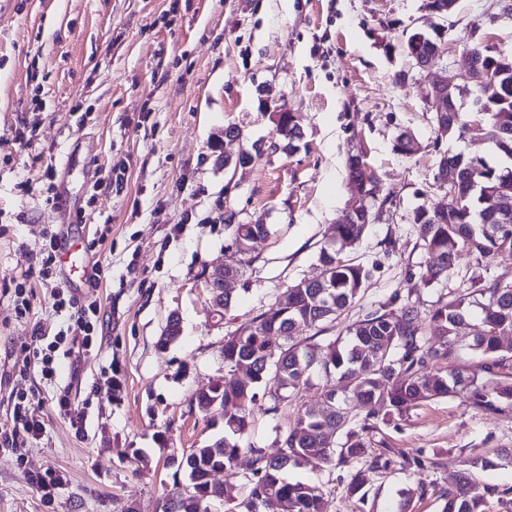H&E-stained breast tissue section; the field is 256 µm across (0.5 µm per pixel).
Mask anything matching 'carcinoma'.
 Returning <instances> with one entry per match:
<instances>
[{"mask_svg":"<svg viewBox=\"0 0 512 512\" xmlns=\"http://www.w3.org/2000/svg\"><path fill=\"white\" fill-rule=\"evenodd\" d=\"M272 119L279 135L299 136L298 117L272 105ZM467 110L442 114L436 119L437 138L465 132ZM482 135L494 144L498 160L469 157L461 153L443 156L439 167L453 162L464 173L454 198L445 207L416 208L410 217L427 254L425 279L438 282L455 267L460 253L477 262L502 251L512 252V215L493 206V200L512 193V100L494 102L484 114ZM348 182H355L378 199L381 185L376 174L347 160ZM368 204L348 213L333 225V242L320 248L319 272L280 293L275 302L257 316L252 325L224 337V367L240 371L242 377L220 379L195 393L192 404L204 413L214 411L220 399L224 409V437L181 457L178 470L188 482L179 484L163 501V512H208V504L232 501L224 483L214 475L236 469L240 456L251 457V468L243 474L248 496L229 512H255L256 505H279L282 512H325L323 493L316 486L288 479L292 468H316L333 463L337 467L364 464L351 474L346 492L363 503L368 498L364 469L386 470L391 460L381 452H368L367 435L400 417L422 402L462 395L476 407L500 411L512 406V346L503 339L512 336V281L470 279V287L459 295L439 297L421 319L409 302L394 310L386 304L367 312L337 336L322 337L328 325L351 307L366 288L370 272L361 264L339 258L343 248L363 237ZM224 226L238 263L225 273L238 276L253 240L267 234L260 223L241 224L237 213L224 212ZM472 317L481 330L469 348L480 357L472 368L433 370L452 354L459 343V329ZM315 333L302 340L305 330ZM441 342L432 344L427 333ZM282 343L275 346L271 337ZM335 376L334 385L323 390L316 407H307L293 425L276 432L272 446L244 447L241 436L248 428L252 406L266 402V411L277 412L282 404L311 381L313 367ZM367 407L355 412L352 400ZM512 489H499L477 481L469 472L439 492L441 512H485L488 499H503Z\"/></svg>","mask_w":512,"mask_h":512,"instance_id":"carcinoma-1","label":"carcinoma"}]
</instances>
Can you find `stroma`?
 Masks as SVG:
<instances>
[{"mask_svg":"<svg viewBox=\"0 0 512 512\" xmlns=\"http://www.w3.org/2000/svg\"><path fill=\"white\" fill-rule=\"evenodd\" d=\"M417 30L440 36L431 69L405 51ZM512 56V16L498 0H456L446 18L427 0H0V427L13 424V394L27 393L44 424L25 438L22 459L0 454V512H162L174 487L170 460L224 434L221 413L204 414L193 395L227 376L228 334L250 325L280 292L314 275L331 228L347 207V158L363 152L390 203L373 205L363 240L343 260L371 277L344 327L382 303H414L428 313L439 296L472 276L512 280V252L483 262L462 256L448 277L426 283L425 251L410 215L448 204L437 180L444 153L490 155V144L437 140L435 111L420 83L456 65L468 43ZM296 113L301 135L279 137L261 91ZM241 136L226 139L227 126ZM421 144L394 149L402 133ZM222 141L227 164L211 149ZM257 148L253 162L233 166ZM122 189L102 185L113 166ZM261 222L224 316L213 313L205 278L237 257L224 213ZM71 229L79 253L104 269L90 355L62 357L58 381L14 361L35 325L66 328L54 281L35 279L49 229ZM31 274L30 312L19 315L5 288ZM183 333L156 345L170 314ZM115 375L121 388L102 387ZM301 389L277 413L255 406L243 444L270 446L276 430L316 401ZM84 415L72 426L58 386ZM372 452L389 450L385 470L366 473L368 500L346 493L350 472L298 468L291 479L318 486L327 512H393L401 493L428 485L411 512H440L439 489L476 456L512 448V410L495 414L462 397L431 400L370 433ZM63 478L52 503L27 472Z\"/></svg>","mask_w":512,"mask_h":512,"instance_id":"stroma-1","label":"stroma"}]
</instances>
